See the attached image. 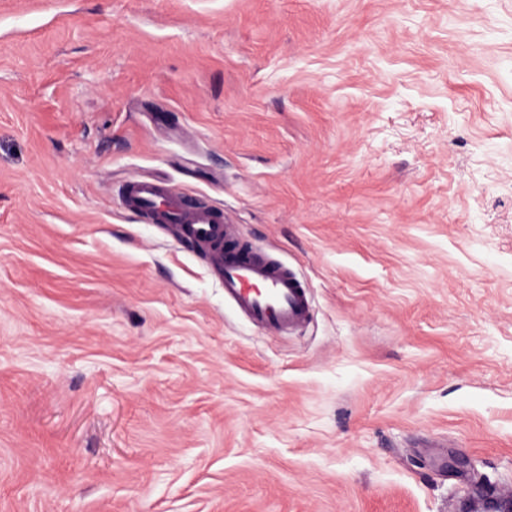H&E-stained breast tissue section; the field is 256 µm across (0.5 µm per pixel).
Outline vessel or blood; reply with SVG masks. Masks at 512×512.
I'll list each match as a JSON object with an SVG mask.
<instances>
[{"label":"vessel or blood","instance_id":"b4317fda","mask_svg":"<svg viewBox=\"0 0 512 512\" xmlns=\"http://www.w3.org/2000/svg\"><path fill=\"white\" fill-rule=\"evenodd\" d=\"M122 203L154 223L173 225L208 261L224 299L253 326L285 336L311 317V299L297 274L267 249L239 243L221 209L190 202L157 178L126 181Z\"/></svg>","mask_w":512,"mask_h":512}]
</instances>
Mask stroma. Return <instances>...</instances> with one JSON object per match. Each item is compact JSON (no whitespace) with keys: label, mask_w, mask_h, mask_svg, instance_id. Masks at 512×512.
I'll list each match as a JSON object with an SVG mask.
<instances>
[{"label":"stroma","mask_w":512,"mask_h":512,"mask_svg":"<svg viewBox=\"0 0 512 512\" xmlns=\"http://www.w3.org/2000/svg\"><path fill=\"white\" fill-rule=\"evenodd\" d=\"M302 276L279 336L123 182ZM512 493V0H0V512Z\"/></svg>","instance_id":"1"}]
</instances>
